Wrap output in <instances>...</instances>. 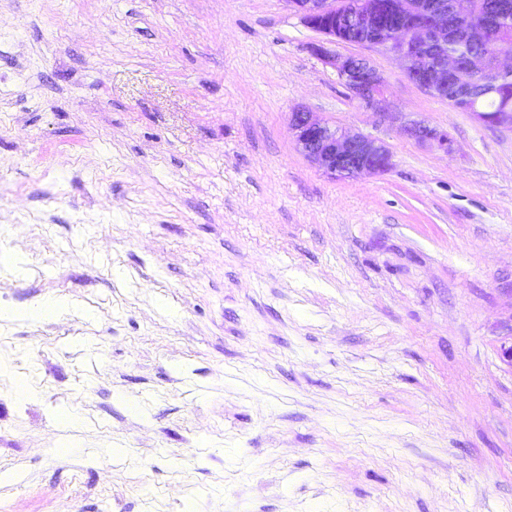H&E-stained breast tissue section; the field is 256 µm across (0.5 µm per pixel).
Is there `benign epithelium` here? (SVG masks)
<instances>
[{"label":"benign epithelium","mask_w":512,"mask_h":512,"mask_svg":"<svg viewBox=\"0 0 512 512\" xmlns=\"http://www.w3.org/2000/svg\"><path fill=\"white\" fill-rule=\"evenodd\" d=\"M302 22L326 36V42L311 46V52L334 68L342 84L357 99L380 114L390 104L384 96L385 81L370 62L360 56H340L328 45L336 42V26L341 25L359 45L381 48L399 56L409 80L431 93L453 87L456 103L494 83L496 73L512 70V52L503 51L492 62L481 54L465 58L448 57L442 45L454 32L474 46L497 35L489 14H481L473 0H402L392 8L384 0H286ZM291 129L297 150L319 170L336 177L362 173L377 174L391 166L389 150L381 142L362 134L350 135L322 121L312 112H291ZM412 138L434 142L448 150V133L422 121L405 126Z\"/></svg>","instance_id":"benign-epithelium-1"}]
</instances>
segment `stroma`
<instances>
[{
  "label": "stroma",
  "instance_id": "35a3bbf8",
  "mask_svg": "<svg viewBox=\"0 0 512 512\" xmlns=\"http://www.w3.org/2000/svg\"><path fill=\"white\" fill-rule=\"evenodd\" d=\"M321 39L286 0H0V512H512V129L336 45L376 113ZM298 107L390 169L323 174ZM405 131L412 138L422 142H434L441 149L447 151L449 146L448 134L422 121H412L405 126Z\"/></svg>",
  "mask_w": 512,
  "mask_h": 512
}]
</instances>
